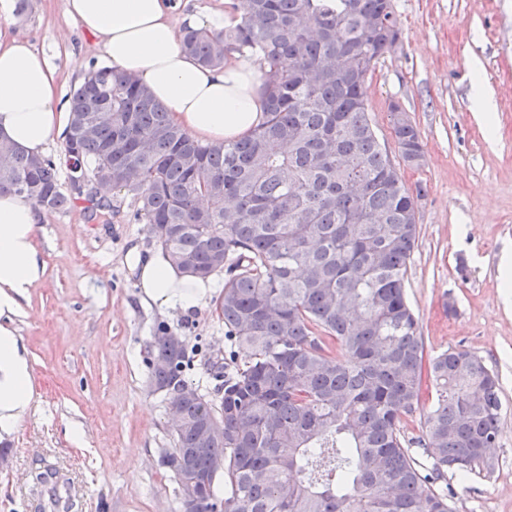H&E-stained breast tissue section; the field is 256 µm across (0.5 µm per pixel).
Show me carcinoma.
<instances>
[{
	"label": "carcinoma",
	"instance_id": "1",
	"mask_svg": "<svg viewBox=\"0 0 512 512\" xmlns=\"http://www.w3.org/2000/svg\"><path fill=\"white\" fill-rule=\"evenodd\" d=\"M400 36L393 0H249L235 26L180 35L205 67L252 52L263 121L247 138L202 143L137 81L93 66L69 97L67 189L61 160L0 151V190L50 212L110 210L73 183L107 172L179 272H225L216 311L243 363L208 361L203 392L170 329L146 346L150 385L179 416L160 465L178 486L199 478L198 512H453L437 482L494 468L495 376L466 349L426 358L406 300L423 190L393 167L366 101ZM390 123L419 166L417 125L400 107Z\"/></svg>",
	"mask_w": 512,
	"mask_h": 512
}]
</instances>
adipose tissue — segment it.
I'll use <instances>...</instances> for the list:
<instances>
[{
  "mask_svg": "<svg viewBox=\"0 0 512 512\" xmlns=\"http://www.w3.org/2000/svg\"><path fill=\"white\" fill-rule=\"evenodd\" d=\"M66 12L98 40L117 73L145 85L173 121L207 143L246 137L261 122L263 74L248 54L208 68L184 52L167 0H66ZM70 114L54 69L31 43L0 42V142L30 154L62 139ZM43 215L0 192V439L17 433L34 403L29 351L17 321L45 263L35 245ZM144 298L183 313L203 307L215 285L172 268L163 256L140 270Z\"/></svg>",
  "mask_w": 512,
  "mask_h": 512,
  "instance_id": "ef3b65f1",
  "label": "adipose tissue"
}]
</instances>
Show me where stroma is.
I'll return each mask as SVG.
<instances>
[{
	"label": "stroma",
	"mask_w": 512,
	"mask_h": 512,
	"mask_svg": "<svg viewBox=\"0 0 512 512\" xmlns=\"http://www.w3.org/2000/svg\"><path fill=\"white\" fill-rule=\"evenodd\" d=\"M402 43L366 85L380 142L397 156L389 107L398 103L424 143L420 166H404L408 186H424L418 243L406 296L428 354L464 348L481 357L500 387L501 430L489 476L449 474L453 512H512V301H504L500 261L512 252V0H394ZM0 35L45 52L63 95L91 66L103 65L96 38L67 19L65 0H28ZM494 120L485 123L483 101ZM134 196L112 194L111 209L83 205L46 213L35 245L45 273L20 317L30 353L36 407L8 439L0 470V512H33L32 477L60 476L67 512H180L177 485L159 464L173 445L163 393L144 361L159 325L193 353L191 380L212 388L206 360L229 351L214 306L191 315L143 302L134 256L160 246L135 220ZM79 423L81 443L66 426Z\"/></svg>",
	"instance_id": "1"
}]
</instances>
